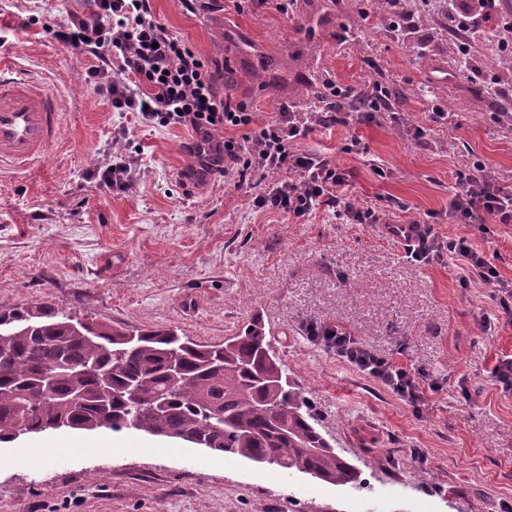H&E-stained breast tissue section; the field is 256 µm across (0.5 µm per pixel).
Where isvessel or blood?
Masks as SVG:
<instances>
[{
    "instance_id": "vessel-or-blood-1",
    "label": "vessel or blood",
    "mask_w": 512,
    "mask_h": 512,
    "mask_svg": "<svg viewBox=\"0 0 512 512\" xmlns=\"http://www.w3.org/2000/svg\"><path fill=\"white\" fill-rule=\"evenodd\" d=\"M64 126L47 87L21 75H0V166L25 169L41 163Z\"/></svg>"
}]
</instances>
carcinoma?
<instances>
[{"mask_svg":"<svg viewBox=\"0 0 512 512\" xmlns=\"http://www.w3.org/2000/svg\"><path fill=\"white\" fill-rule=\"evenodd\" d=\"M55 373L50 394L37 389ZM257 321L217 345L129 331L54 308L0 313V443L73 429L202 444L333 485L357 481L317 427Z\"/></svg>","mask_w":512,"mask_h":512,"instance_id":"obj_1","label":"carcinoma"}]
</instances>
